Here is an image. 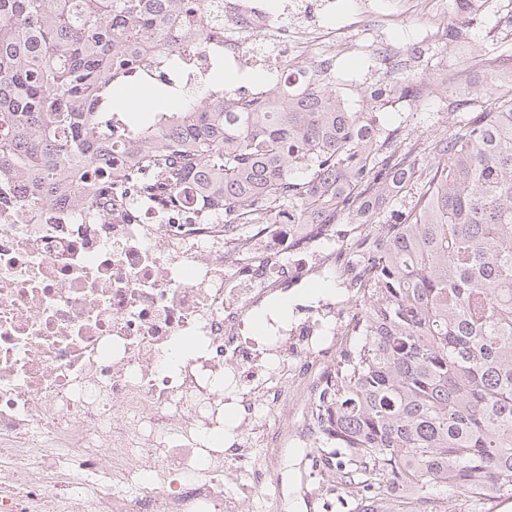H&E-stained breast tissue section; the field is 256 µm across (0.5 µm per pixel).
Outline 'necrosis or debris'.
I'll return each instance as SVG.
<instances>
[{
  "mask_svg": "<svg viewBox=\"0 0 512 512\" xmlns=\"http://www.w3.org/2000/svg\"><path fill=\"white\" fill-rule=\"evenodd\" d=\"M211 6L225 59L279 82L333 71L324 27L288 25L313 0ZM79 197L0 180V512H297L312 493L280 474L324 442L312 410L363 282L335 226L251 234ZM330 274L337 294L309 293Z\"/></svg>",
  "mask_w": 512,
  "mask_h": 512,
  "instance_id": "necrosis-or-debris-1",
  "label": "necrosis or debris"
}]
</instances>
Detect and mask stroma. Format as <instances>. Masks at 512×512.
<instances>
[{
    "label": "stroma",
    "instance_id": "1",
    "mask_svg": "<svg viewBox=\"0 0 512 512\" xmlns=\"http://www.w3.org/2000/svg\"><path fill=\"white\" fill-rule=\"evenodd\" d=\"M375 0H336L326 5L315 17H293V26L306 30L311 23H325L338 28L335 41L326 42V49L336 56L335 90L353 109L365 107L371 90L391 87L409 79L421 90L414 107L424 112L420 124L408 122L413 107L405 101L388 98L376 113L381 127L401 128L408 141L426 140L433 129L454 130L464 114L451 110L449 102L482 84L489 70H512V0H486L483 11L472 20L459 25L458 36L448 39L445 30L448 16L424 18L401 16L391 25L367 32L352 23V17L374 4ZM386 40L404 47L411 65L403 75H396L374 52L376 42ZM461 70L458 87L441 80L443 72Z\"/></svg>",
    "mask_w": 512,
    "mask_h": 512
}]
</instances>
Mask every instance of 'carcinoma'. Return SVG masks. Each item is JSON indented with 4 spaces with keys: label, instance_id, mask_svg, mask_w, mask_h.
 <instances>
[{
    "label": "carcinoma",
    "instance_id": "1",
    "mask_svg": "<svg viewBox=\"0 0 512 512\" xmlns=\"http://www.w3.org/2000/svg\"><path fill=\"white\" fill-rule=\"evenodd\" d=\"M217 35L210 0H0V179L56 199L94 177L86 204L127 205L108 170L128 154L163 209L189 193L226 224H378L361 255L356 342L318 404L343 450L353 512H482L512 497V78L454 101L467 119L426 157L329 91L336 74L246 104L223 64L192 99L156 82L142 120L117 94L148 80L137 53L176 73Z\"/></svg>",
    "mask_w": 512,
    "mask_h": 512
}]
</instances>
